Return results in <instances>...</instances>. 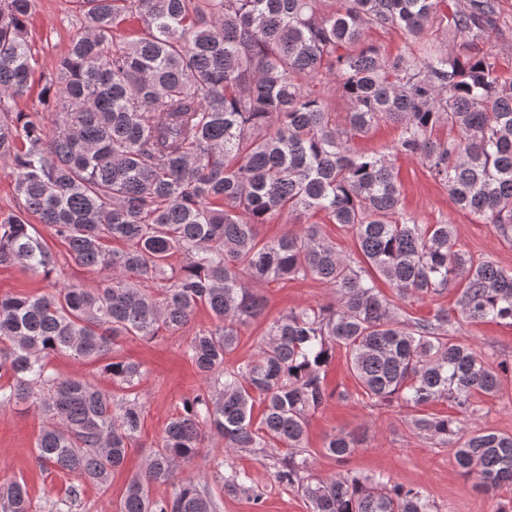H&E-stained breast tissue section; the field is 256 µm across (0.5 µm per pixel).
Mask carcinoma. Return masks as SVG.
Segmentation results:
<instances>
[{"mask_svg": "<svg viewBox=\"0 0 512 512\" xmlns=\"http://www.w3.org/2000/svg\"><path fill=\"white\" fill-rule=\"evenodd\" d=\"M319 2L80 0L86 33L41 89L51 123L39 112L0 118V158L23 200L0 222V265L56 271L31 215L54 228L70 261L105 273L93 290L67 283L37 297L0 296V405L45 413L36 460L81 480L49 512H71L85 483L107 487L140 432L144 372L112 357L113 341L177 331L201 305L216 324L191 337L186 354L207 386L183 399L119 512H220L208 483L180 476L209 435L227 454L286 448L273 479L311 512H435L419 488L381 475L311 473L302 449L309 417L333 397L325 375L338 347L375 404L450 403L456 414L417 415L412 428L452 447L475 488L494 496L512 487V435L468 426L477 396L500 392L501 372L460 337L469 321L512 327V270L457 248L455 225L404 213L390 159L349 148L380 123L396 124L394 153L424 163L455 206L511 244L512 79L486 55L423 42L443 22L464 48L486 42L498 30L497 0H455L448 12L445 0H341L328 12ZM30 9L31 0H0V112L29 88ZM131 15L141 34L116 41ZM387 26L415 39L416 53L386 58L365 42ZM327 76L350 102L342 127L313 87ZM284 212H322L351 229L363 265L316 224L259 239L257 226ZM377 277L401 299L453 288L457 314L413 317ZM288 278L319 280L334 298L288 311L253 360L226 366L238 327L263 313L259 287ZM60 355L101 364L124 396L54 371ZM361 444L340 431L323 448L342 463ZM210 465L219 494L252 492L224 457ZM156 484L169 495L152 497ZM0 512H33L25 482H0Z\"/></svg>", "mask_w": 512, "mask_h": 512, "instance_id": "cac0c4a2", "label": "carcinoma"}]
</instances>
